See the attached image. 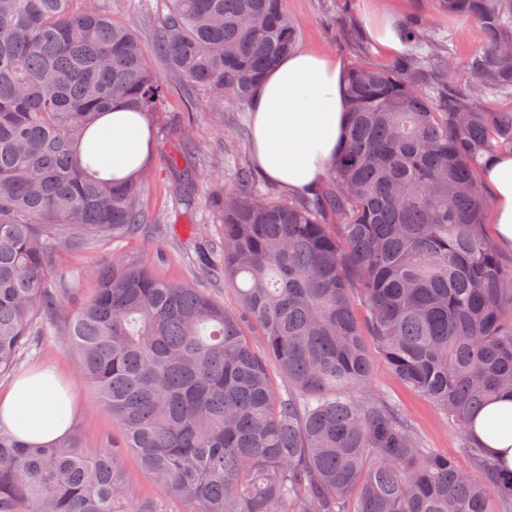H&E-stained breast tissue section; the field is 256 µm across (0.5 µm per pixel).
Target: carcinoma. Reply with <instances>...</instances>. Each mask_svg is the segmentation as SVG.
Returning <instances> with one entry per match:
<instances>
[{"instance_id": "carcinoma-1", "label": "carcinoma", "mask_w": 512, "mask_h": 512, "mask_svg": "<svg viewBox=\"0 0 512 512\" xmlns=\"http://www.w3.org/2000/svg\"><path fill=\"white\" fill-rule=\"evenodd\" d=\"M166 2L160 73L96 0H0V376L39 337H61L124 447L186 512H492V500L512 512V475L470 431L490 397L512 393V261L488 233L481 178L512 155V0H435L483 31L460 63L413 18L394 66L348 68L346 139L315 200L212 179L223 233L198 264L235 287L236 311L114 265L91 271L94 296L68 314L81 274L53 267L51 247L125 239L151 220L148 168L102 173L97 122L118 109L151 118L171 78L245 104L298 45L286 0ZM491 98L507 104L490 110ZM171 167L192 206L195 175L176 156ZM375 351L462 429L475 472L370 392ZM0 512L167 510L72 428L36 447L0 429Z\"/></svg>"}]
</instances>
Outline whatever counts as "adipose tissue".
Returning <instances> with one entry per match:
<instances>
[{
  "instance_id": "ef3b65f1",
  "label": "adipose tissue",
  "mask_w": 512,
  "mask_h": 512,
  "mask_svg": "<svg viewBox=\"0 0 512 512\" xmlns=\"http://www.w3.org/2000/svg\"><path fill=\"white\" fill-rule=\"evenodd\" d=\"M344 62L331 53L298 49L283 57L256 87L252 140L257 170L291 194H311L336 154L347 123ZM101 160L119 176L151 155L145 118L116 112L94 132ZM483 178L493 200V225L500 247L512 250V155L493 158ZM74 396L54 371L21 374L0 392V427L33 446L54 443L73 423ZM473 437L512 472V395L490 401L475 417Z\"/></svg>"
}]
</instances>
